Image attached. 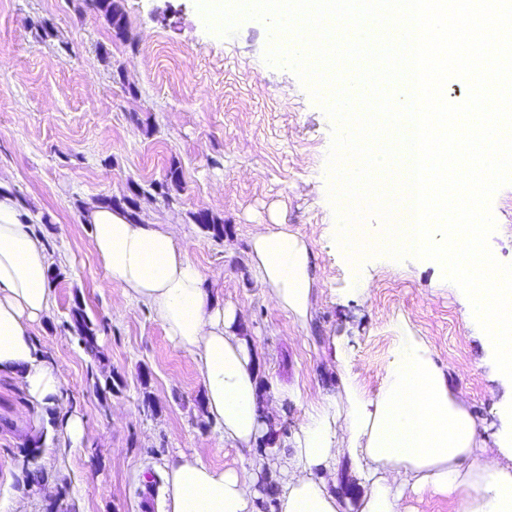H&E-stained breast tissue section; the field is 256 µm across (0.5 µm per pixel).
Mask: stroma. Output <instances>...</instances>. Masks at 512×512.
Wrapping results in <instances>:
<instances>
[{
    "label": "stroma",
    "mask_w": 512,
    "mask_h": 512,
    "mask_svg": "<svg viewBox=\"0 0 512 512\" xmlns=\"http://www.w3.org/2000/svg\"><path fill=\"white\" fill-rule=\"evenodd\" d=\"M127 40L116 39L93 0H0V186L18 200L55 258L54 305L35 328L40 351L63 374L62 393L84 420L79 449L50 435L59 418L29 405L16 378L0 374V512H165L162 486L145 473L196 452L240 466L197 401L203 382L191 356L144 306L109 285L92 248L88 207L143 187L139 218L173 224L189 261L219 298L246 313L266 378L296 387L278 413L287 452L311 404L338 393L331 339H339L367 395L382 385L402 317L430 348L458 397L494 435L512 425L507 382L469 324L443 271L413 257L369 256L351 267L336 246L327 158L332 123L294 71L264 59L265 23L208 30L196 0H121ZM179 192L147 194L171 163ZM228 225L223 241L193 221ZM489 246L512 264V184L493 197ZM262 224H283L313 255L308 323L276 308L250 261ZM364 281L367 292L354 288ZM98 327L100 359L79 346L70 310ZM151 405H144V398ZM39 470V480L29 471Z\"/></svg>",
    "instance_id": "1"
}]
</instances>
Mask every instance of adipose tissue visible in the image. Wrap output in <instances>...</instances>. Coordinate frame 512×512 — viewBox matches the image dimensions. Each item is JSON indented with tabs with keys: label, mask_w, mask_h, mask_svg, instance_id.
<instances>
[{
	"label": "adipose tissue",
	"mask_w": 512,
	"mask_h": 512,
	"mask_svg": "<svg viewBox=\"0 0 512 512\" xmlns=\"http://www.w3.org/2000/svg\"><path fill=\"white\" fill-rule=\"evenodd\" d=\"M92 246L111 284L152 312L167 336L192 357L202 378L205 412L225 446L250 451L237 468H219L180 452L162 464L165 512H258L263 482L285 475L278 512H347L336 491L341 471L362 489L358 512H400L405 490L453 498L454 512H512V432L487 440L456 398L446 372L405 322L383 385L367 396L356 373L341 375V396L313 406L286 455L255 453L277 403L262 377L245 314L213 296L177 243L173 227L131 220L101 206L87 213ZM252 264L271 302L307 321L312 308V254L284 230L260 225ZM53 258L28 214L0 191V372L16 375L30 404H62V373L37 350L33 326L49 313ZM482 465H473L475 454Z\"/></svg>",
	"instance_id": "adipose-tissue-1"
}]
</instances>
